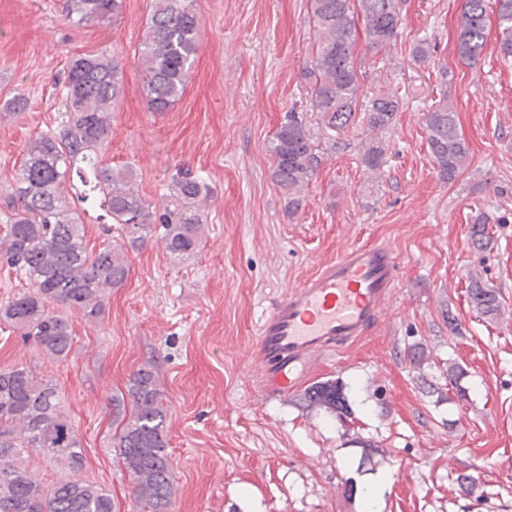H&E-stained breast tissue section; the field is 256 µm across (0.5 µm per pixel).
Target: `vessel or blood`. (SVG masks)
Returning <instances> with one entry per match:
<instances>
[{
	"label": "vessel or blood",
	"instance_id": "1",
	"mask_svg": "<svg viewBox=\"0 0 512 512\" xmlns=\"http://www.w3.org/2000/svg\"><path fill=\"white\" fill-rule=\"evenodd\" d=\"M398 262L382 245H362L324 265L263 315L254 349L270 392L291 390L328 352L382 324L397 286Z\"/></svg>",
	"mask_w": 512,
	"mask_h": 512
}]
</instances>
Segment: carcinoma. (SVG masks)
Instances as JSON below:
<instances>
[{"label": "carcinoma", "mask_w": 512, "mask_h": 512, "mask_svg": "<svg viewBox=\"0 0 512 512\" xmlns=\"http://www.w3.org/2000/svg\"><path fill=\"white\" fill-rule=\"evenodd\" d=\"M404 5L405 0H310L314 44L303 79L311 106L332 137L354 124L361 127L367 142L362 163L372 171L384 163L381 134L392 127L407 94L386 87L363 94L354 49L361 38L377 49L390 45L403 24ZM122 10L123 0H64L62 7L72 29L114 19ZM492 20L502 34L500 52L512 57V0H463L458 53L466 64L476 63L483 53ZM201 27L192 0H153L140 47L142 95L151 111L166 112L181 99L200 49ZM122 85L121 68L109 51L72 59L63 83L67 120L58 130L29 141L5 197L11 217L0 235V259L28 279L32 290L0 304V321L60 362L72 350L73 327L68 315L53 306L80 315L88 324L99 323L106 291L123 286L128 278L129 251L155 235L177 257L194 254L202 243L200 205L209 187L192 172L176 176L172 192L157 208L135 189L131 167L98 162L96 154L109 138L112 107ZM27 107L21 96L6 97L0 102V118ZM425 129L440 177L455 180L466 165L469 146L448 105V93L430 104ZM269 152L272 179L295 211L300 206L297 192L321 164L299 113L284 115ZM81 162L103 194L112 223L122 230L120 239L107 238L91 250L85 245L80 215L65 192L68 176L84 178ZM487 221L480 216L470 225V241L477 251L492 245ZM467 298L485 317L501 310V293L478 278L470 280ZM306 399L339 422L350 415L338 381L310 388ZM166 419L164 394L151 366L134 371L126 394L112 398V422L119 427L114 447L143 512H171ZM34 454L60 473L55 482L43 483L24 465ZM85 466V450L63 411L56 384L23 364L1 368L0 512H115L112 491L81 477Z\"/></svg>", "instance_id": "cac0c4a2"}]
</instances>
